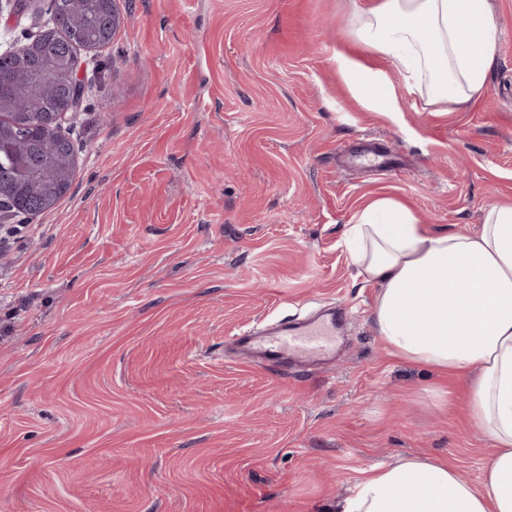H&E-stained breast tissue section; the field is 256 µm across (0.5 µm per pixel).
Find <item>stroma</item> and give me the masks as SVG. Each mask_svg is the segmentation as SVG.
Returning <instances> with one entry per match:
<instances>
[{
    "mask_svg": "<svg viewBox=\"0 0 512 512\" xmlns=\"http://www.w3.org/2000/svg\"><path fill=\"white\" fill-rule=\"evenodd\" d=\"M489 4L486 88L444 112L356 38L353 0H118L78 54L75 179L0 236V512H328L412 455L480 484L464 380L385 349L339 242L379 198L436 230L512 204V0ZM328 309L326 360L238 345ZM344 76L352 89L362 98L367 106H378L377 100L369 96L367 91L383 83V77L380 72L367 68H359L355 64H345Z\"/></svg>",
    "mask_w": 512,
    "mask_h": 512,
    "instance_id": "obj_1",
    "label": "stroma"
}]
</instances>
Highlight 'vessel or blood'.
<instances>
[{
    "label": "vessel or blood",
    "instance_id": "b4317fda",
    "mask_svg": "<svg viewBox=\"0 0 512 512\" xmlns=\"http://www.w3.org/2000/svg\"><path fill=\"white\" fill-rule=\"evenodd\" d=\"M333 322L318 320L299 327L280 323L265 332L248 331L241 336L243 345L255 349L259 358L279 363L298 354H326L329 338L335 335Z\"/></svg>",
    "mask_w": 512,
    "mask_h": 512
}]
</instances>
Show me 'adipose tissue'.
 <instances>
[{
    "label": "adipose tissue",
    "mask_w": 512,
    "mask_h": 512,
    "mask_svg": "<svg viewBox=\"0 0 512 512\" xmlns=\"http://www.w3.org/2000/svg\"><path fill=\"white\" fill-rule=\"evenodd\" d=\"M355 34L429 104L469 107L494 62L488 0H369ZM341 244L377 290L389 352L467 381V421L493 453L480 486L447 463L406 456L371 466L331 512H512V205L471 232L432 230L391 199L346 225Z\"/></svg>",
    "instance_id": "ef3b65f1"
}]
</instances>
